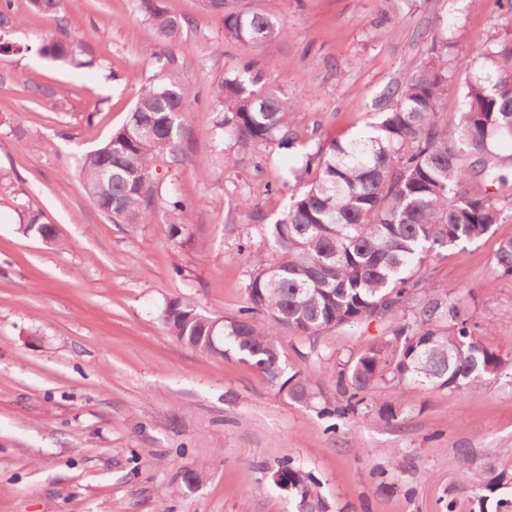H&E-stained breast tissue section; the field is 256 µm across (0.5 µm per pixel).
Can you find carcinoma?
I'll return each instance as SVG.
<instances>
[{
  "instance_id": "carcinoma-1",
  "label": "carcinoma",
  "mask_w": 512,
  "mask_h": 512,
  "mask_svg": "<svg viewBox=\"0 0 512 512\" xmlns=\"http://www.w3.org/2000/svg\"><path fill=\"white\" fill-rule=\"evenodd\" d=\"M224 38L257 45L279 34L276 19L227 7ZM49 19L62 0H30ZM145 15L162 39L181 38L183 21L157 0H141ZM450 23L431 21L428 61L388 88L386 106L367 130L333 141L303 156L301 190L272 222L250 197L242 205L267 240L252 258L246 305L224 322H212L188 299L169 301L161 321L178 341L204 355H234L255 367L286 398L309 403L307 379L282 358L280 337L313 340L322 332L370 319L390 320L386 338L366 348L337 372L342 403L328 415L355 417L369 409L387 377L415 391H460L512 369L483 337L475 317L452 288L420 275L423 263L442 251L465 248L500 223L512 199V42L487 45L477 53L462 90L458 119L447 123L439 95L451 71L448 54L457 42ZM54 59L87 67L82 46L64 38L40 45ZM259 75L245 62L210 93L217 127L228 132L232 150L226 165L238 166L259 146L288 152L299 148L292 114L303 100L255 89ZM189 93L180 74L142 86L126 123L79 161V174L94 204L114 224H136L156 199L155 161L180 150L192 120ZM176 216L172 237L191 223L190 204L179 194L164 199ZM25 231L49 243L57 232L39 211L27 210ZM512 279V236L499 241L492 279ZM272 483L296 501V512H332L319 482L303 465L281 461ZM512 475L486 469L477 477L474 512H512L502 490Z\"/></svg>"
}]
</instances>
